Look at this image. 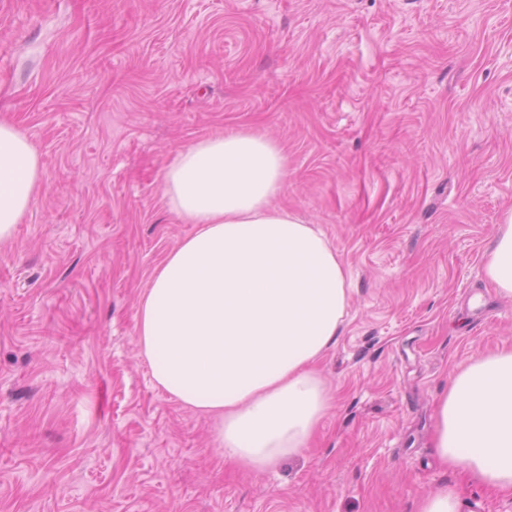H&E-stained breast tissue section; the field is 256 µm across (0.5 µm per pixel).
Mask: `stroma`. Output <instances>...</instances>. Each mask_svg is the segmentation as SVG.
<instances>
[{
    "label": "stroma",
    "mask_w": 512,
    "mask_h": 512,
    "mask_svg": "<svg viewBox=\"0 0 512 512\" xmlns=\"http://www.w3.org/2000/svg\"><path fill=\"white\" fill-rule=\"evenodd\" d=\"M0 120L41 188L0 245V512H463L512 494L442 466L438 396L512 346L485 275L512 207V0H0ZM288 157L279 205L342 255L309 448L265 473L156 386L141 294L194 227L162 178L227 130ZM462 506L458 494L445 487L434 495L421 498L417 512H462Z\"/></svg>",
    "instance_id": "1"
}]
</instances>
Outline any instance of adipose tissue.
Wrapping results in <instances>:
<instances>
[{"label": "adipose tissue", "mask_w": 512, "mask_h": 512, "mask_svg": "<svg viewBox=\"0 0 512 512\" xmlns=\"http://www.w3.org/2000/svg\"><path fill=\"white\" fill-rule=\"evenodd\" d=\"M41 159L0 121V242L41 183ZM287 158L264 135L230 130L178 152L162 179L179 221L196 230L171 250L140 299L137 335L157 386L217 421L220 454L253 471L306 448L331 406L314 369L342 336L345 264L323 231L276 206ZM512 298V209L486 259ZM437 459L512 493V349L474 360L437 405Z\"/></svg>", "instance_id": "adipose-tissue-1"}]
</instances>
